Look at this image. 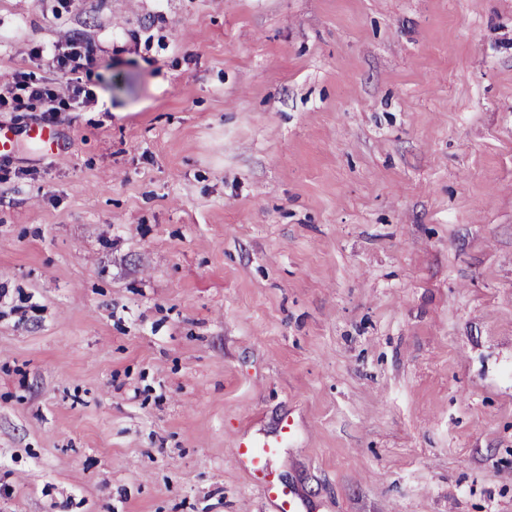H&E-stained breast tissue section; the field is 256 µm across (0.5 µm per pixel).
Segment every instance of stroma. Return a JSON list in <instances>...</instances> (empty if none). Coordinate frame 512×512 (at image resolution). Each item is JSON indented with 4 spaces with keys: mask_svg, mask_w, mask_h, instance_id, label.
Masks as SVG:
<instances>
[{
    "mask_svg": "<svg viewBox=\"0 0 512 512\" xmlns=\"http://www.w3.org/2000/svg\"><path fill=\"white\" fill-rule=\"evenodd\" d=\"M94 104L0 159V512H512V0H0ZM25 136L29 142L38 145L42 153L54 155L58 151V135L52 125L44 123L32 125L26 130ZM293 432V420L283 418L277 438L260 442L245 438L238 441L234 449V459L238 466L263 487L266 498L276 512H310L295 490L279 481L270 467V461L277 454L278 448L291 438Z\"/></svg>",
    "mask_w": 512,
    "mask_h": 512,
    "instance_id": "1",
    "label": "stroma"
}]
</instances>
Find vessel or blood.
<instances>
[{"label":"vessel or blood","instance_id":"b4317fda","mask_svg":"<svg viewBox=\"0 0 512 512\" xmlns=\"http://www.w3.org/2000/svg\"><path fill=\"white\" fill-rule=\"evenodd\" d=\"M25 136L29 142L38 145L42 153L53 155L58 151V135L52 125H32L26 130ZM293 432L292 419L285 418L280 422L277 438L260 442L246 438L238 441L234 449V459L238 466L263 487L266 498L276 512H308L295 490L279 481L270 467L271 459L283 442L291 438Z\"/></svg>","mask_w":512,"mask_h":512}]
</instances>
